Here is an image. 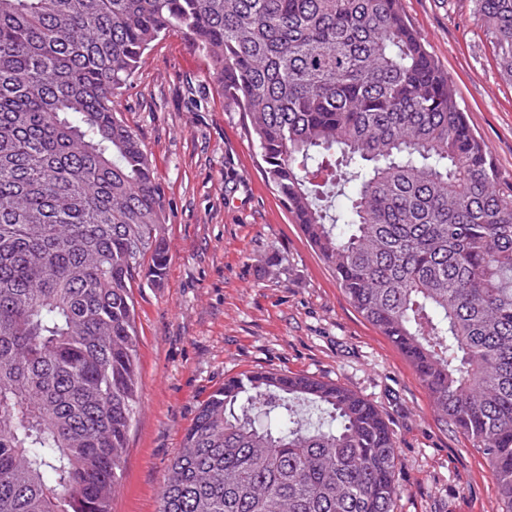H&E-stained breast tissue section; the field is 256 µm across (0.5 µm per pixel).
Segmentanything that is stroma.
Wrapping results in <instances>:
<instances>
[{
  "mask_svg": "<svg viewBox=\"0 0 512 512\" xmlns=\"http://www.w3.org/2000/svg\"><path fill=\"white\" fill-rule=\"evenodd\" d=\"M461 108L512 177V80L472 0H401ZM151 157L170 264L134 291L140 405L112 512H157L186 428L226 378L274 370L340 382L395 440V512H500L482 452L436 414L402 352L351 304L268 183L247 121L225 104L190 41L149 52L117 103Z\"/></svg>",
  "mask_w": 512,
  "mask_h": 512,
  "instance_id": "35a3bbf8",
  "label": "stroma"
}]
</instances>
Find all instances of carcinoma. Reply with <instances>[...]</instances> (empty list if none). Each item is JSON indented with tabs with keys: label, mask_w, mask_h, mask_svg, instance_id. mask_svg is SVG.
I'll use <instances>...</instances> for the list:
<instances>
[{
	"label": "carcinoma",
	"mask_w": 512,
	"mask_h": 512,
	"mask_svg": "<svg viewBox=\"0 0 512 512\" xmlns=\"http://www.w3.org/2000/svg\"><path fill=\"white\" fill-rule=\"evenodd\" d=\"M473 8L512 80V0ZM172 31L512 512V186L400 0H0V512H111L139 405L132 288L169 267L164 193L116 102ZM397 465L353 390L257 372L201 405L158 512H395Z\"/></svg>",
	"instance_id": "1"
}]
</instances>
